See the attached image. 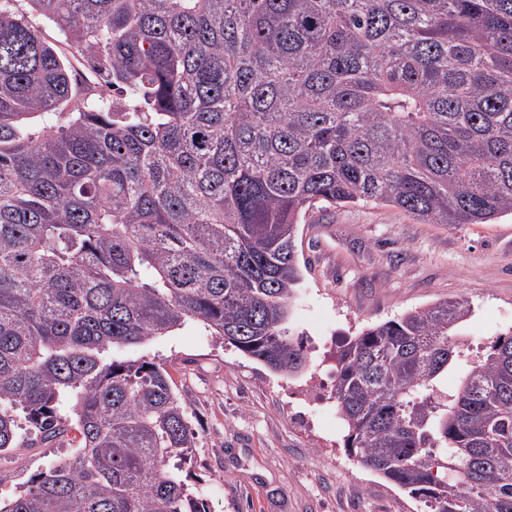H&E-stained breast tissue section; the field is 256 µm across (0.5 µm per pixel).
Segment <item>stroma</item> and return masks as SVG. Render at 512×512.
<instances>
[{
  "mask_svg": "<svg viewBox=\"0 0 512 512\" xmlns=\"http://www.w3.org/2000/svg\"><path fill=\"white\" fill-rule=\"evenodd\" d=\"M305 264L292 309L310 370H330L328 344L436 301L467 298L462 334L479 349L512 328V216L490 224H424L375 203L318 207L296 239ZM164 367L196 446L188 484L209 489V512H426L423 501L351 460L320 455L282 409L295 381L280 377L200 324L127 349ZM64 438L21 446L0 461V500L75 452Z\"/></svg>",
  "mask_w": 512,
  "mask_h": 512,
  "instance_id": "1",
  "label": "stroma"
}]
</instances>
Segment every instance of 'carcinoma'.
<instances>
[{"label": "carcinoma", "instance_id": "1", "mask_svg": "<svg viewBox=\"0 0 512 512\" xmlns=\"http://www.w3.org/2000/svg\"><path fill=\"white\" fill-rule=\"evenodd\" d=\"M28 3L64 41L0 7V453L80 439L0 512H208L168 373L125 348L196 322L297 376L310 208L512 214V0ZM472 313L332 356L346 452L429 512H512V329L476 354Z\"/></svg>", "mask_w": 512, "mask_h": 512}]
</instances>
